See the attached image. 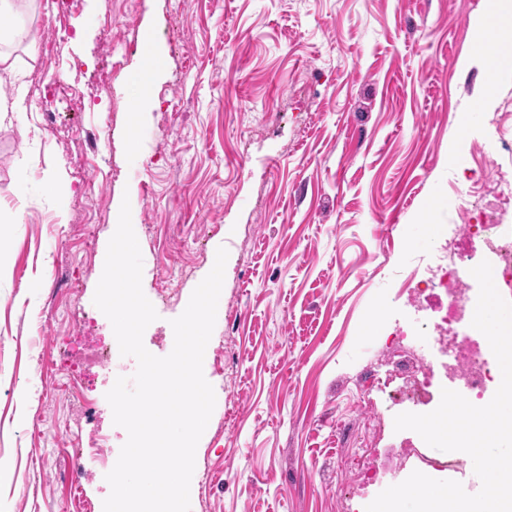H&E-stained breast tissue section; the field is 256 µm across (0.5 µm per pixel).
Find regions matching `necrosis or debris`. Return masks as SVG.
<instances>
[{
    "label": "necrosis or debris",
    "instance_id": "obj_1",
    "mask_svg": "<svg viewBox=\"0 0 512 512\" xmlns=\"http://www.w3.org/2000/svg\"><path fill=\"white\" fill-rule=\"evenodd\" d=\"M469 201L458 210V223L449 225L407 277V301L414 307H429L436 317L409 325L394 324L395 344L388 359L389 370L373 378L387 408L410 400L433 411L440 403L437 373L458 383L474 405L489 401L496 380L497 361L489 345L468 334L477 301L470 283L468 262L480 250L490 262L497 287L512 291V226L500 215L512 208V181L497 179L492 190L472 183ZM470 457L453 451L440 458L422 453L419 443L406 440L395 445L384 463L385 471L397 473L413 462L437 470H466Z\"/></svg>",
    "mask_w": 512,
    "mask_h": 512
}]
</instances>
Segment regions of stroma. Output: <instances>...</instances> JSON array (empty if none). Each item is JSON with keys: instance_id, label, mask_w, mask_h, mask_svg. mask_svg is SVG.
<instances>
[{"instance_id": "35a3bbf8", "label": "stroma", "mask_w": 512, "mask_h": 512, "mask_svg": "<svg viewBox=\"0 0 512 512\" xmlns=\"http://www.w3.org/2000/svg\"><path fill=\"white\" fill-rule=\"evenodd\" d=\"M488 0H15L0 105V512H102L105 469L74 487L73 396L59 349L95 345L92 310L122 201L158 318L143 343L170 352L171 319L229 253L203 372L216 404L195 453L190 512H347L383 491L352 488L358 464L414 431L372 428L394 320L413 317L402 272L426 249L425 222L454 224L479 178L512 174V79L456 157L461 113L483 92L470 19ZM112 29L104 31V14ZM151 36L161 55L140 83ZM77 83L63 111L47 84ZM109 96H99L101 83ZM53 113L52 122L40 118ZM64 187L46 191L45 172ZM22 223H14V215ZM170 289L159 297V289ZM97 428L127 440L91 369ZM38 394L24 404L23 384Z\"/></svg>"}]
</instances>
